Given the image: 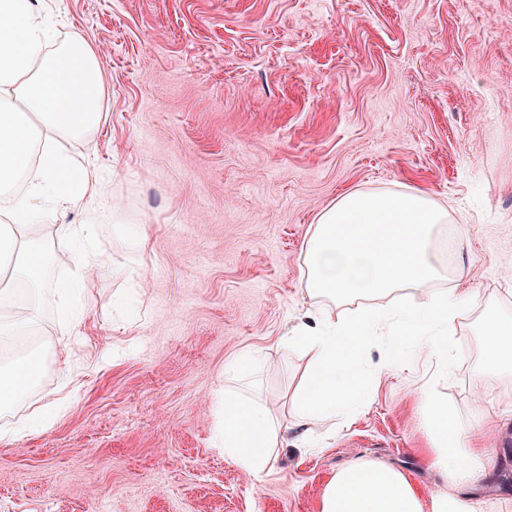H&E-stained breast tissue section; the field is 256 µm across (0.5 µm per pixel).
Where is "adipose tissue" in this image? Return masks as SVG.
I'll return each instance as SVG.
<instances>
[{"label": "adipose tissue", "mask_w": 512, "mask_h": 512, "mask_svg": "<svg viewBox=\"0 0 512 512\" xmlns=\"http://www.w3.org/2000/svg\"><path fill=\"white\" fill-rule=\"evenodd\" d=\"M58 0H0V303L15 284L40 287L46 251L33 229L45 216L97 197L100 181L78 179L63 140L91 136L101 123L105 92L97 51L73 36L55 42L48 19ZM448 212L429 194L409 190L354 191L341 195L317 218L305 242V291L309 297L386 299L383 309L351 314L319 313L314 325L296 329L292 348L311 352L313 365L290 399L293 420L275 422L269 409L237 385L262 367L252 352L227 371L217 443L225 456L255 478L264 475L273 449L307 441L311 421L364 405L366 385L384 365L364 362V347L384 328L407 342L409 353L448 373V330L476 301L467 288L431 292L416 302L412 289L443 279L437 262L441 226ZM99 225L61 224L71 239L67 254L73 281L112 269V255L96 245ZM480 336L489 373H512V314L493 306L480 314ZM45 361L36 359L0 373V410L22 403L38 384ZM432 444L431 463L448 478L450 491L424 498L403 473L355 460L337 472L321 496L319 512H472L468 489L486 475L482 442L490 429L465 433L433 384L418 388Z\"/></svg>", "instance_id": "obj_1"}]
</instances>
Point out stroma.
Masks as SVG:
<instances>
[{
    "label": "stroma",
    "mask_w": 512,
    "mask_h": 512,
    "mask_svg": "<svg viewBox=\"0 0 512 512\" xmlns=\"http://www.w3.org/2000/svg\"><path fill=\"white\" fill-rule=\"evenodd\" d=\"M58 39L98 52L106 81L99 131L66 142L90 155L119 206L99 235L114 272L87 277L73 320L55 291L60 224L39 228L46 286L18 288L57 352L0 425L69 397L44 432L0 440V512H318L329 479L357 459L403 472L425 495L448 481L430 463L415 396L427 360L398 357L355 415L314 425V448H288L261 485L214 448L226 367L267 359L254 393L277 418L311 362L279 348L307 309L304 242L349 191L412 189L446 204L438 257L465 258L477 304L448 334L435 379L464 429L495 418L474 512H512V375L480 367L482 307L512 314V0H62ZM144 229L132 263L118 236Z\"/></svg>",
    "instance_id": "obj_1"
}]
</instances>
